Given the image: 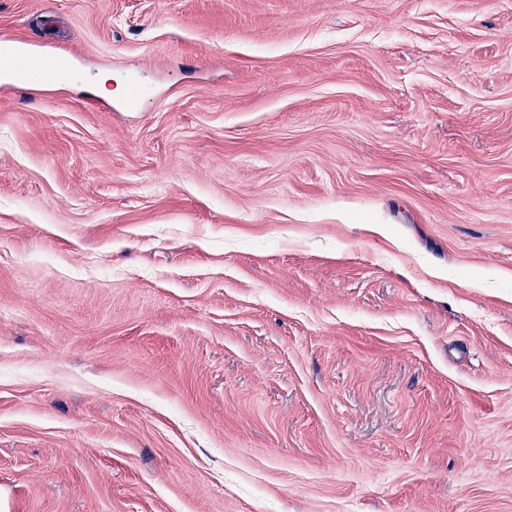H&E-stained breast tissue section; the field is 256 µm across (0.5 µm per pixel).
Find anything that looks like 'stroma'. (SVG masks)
I'll use <instances>...</instances> for the list:
<instances>
[{"label": "stroma", "instance_id": "35a3bbf8", "mask_svg": "<svg viewBox=\"0 0 512 512\" xmlns=\"http://www.w3.org/2000/svg\"><path fill=\"white\" fill-rule=\"evenodd\" d=\"M0 512H512V0H0Z\"/></svg>", "mask_w": 512, "mask_h": 512}]
</instances>
